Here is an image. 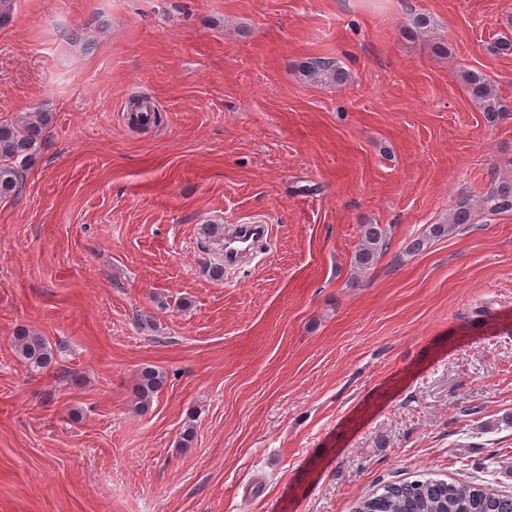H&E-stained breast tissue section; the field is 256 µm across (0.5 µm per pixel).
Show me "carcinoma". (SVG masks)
Here are the masks:
<instances>
[{"label": "carcinoma", "instance_id": "cac0c4a2", "mask_svg": "<svg viewBox=\"0 0 512 512\" xmlns=\"http://www.w3.org/2000/svg\"><path fill=\"white\" fill-rule=\"evenodd\" d=\"M298 71L313 83L342 85L347 81V72L331 58H309L299 65ZM464 79L470 96L488 121L496 122L512 112V107L481 74L467 71ZM48 122V114L37 113L20 125L0 124V198L15 193L22 171L35 164ZM483 210L491 215L512 211V182L504 181L488 192L483 199ZM473 213L469 199H459L449 220L431 225L428 234L414 240L408 250L418 251L426 240L446 236L459 225L471 223ZM387 246V230L383 225H362L354 267L359 271L369 269ZM13 345L18 357L33 368L44 370L54 363L52 348L28 328L16 329ZM165 379L163 372L152 368L140 373L135 387L138 408L150 407ZM354 509L355 512H512V494L487 485L414 480L385 484L358 500Z\"/></svg>", "mask_w": 512, "mask_h": 512}]
</instances>
